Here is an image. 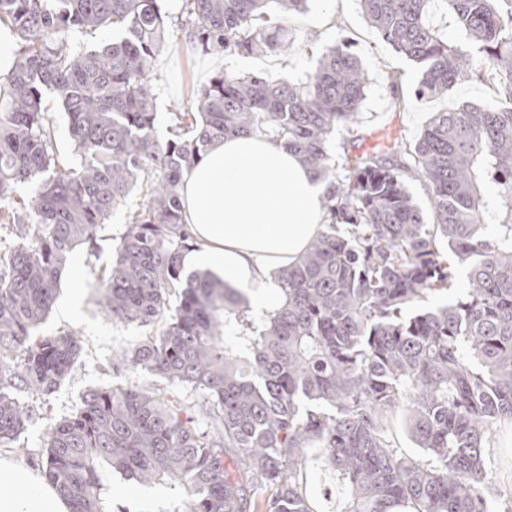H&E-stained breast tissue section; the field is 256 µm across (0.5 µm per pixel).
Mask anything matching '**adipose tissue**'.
Segmentation results:
<instances>
[{
	"label": "adipose tissue",
	"mask_w": 512,
	"mask_h": 512,
	"mask_svg": "<svg viewBox=\"0 0 512 512\" xmlns=\"http://www.w3.org/2000/svg\"><path fill=\"white\" fill-rule=\"evenodd\" d=\"M183 219L196 241L190 267L241 292L256 315L280 298L275 270L294 263L322 228L323 187L268 139L231 137L183 178ZM0 512H72L41 468L0 458Z\"/></svg>",
	"instance_id": "1"
}]
</instances>
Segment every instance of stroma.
<instances>
[{
  "mask_svg": "<svg viewBox=\"0 0 512 512\" xmlns=\"http://www.w3.org/2000/svg\"><path fill=\"white\" fill-rule=\"evenodd\" d=\"M290 27L292 36L301 38L311 34L317 42L312 47L298 46L288 53L272 56L267 70L272 77L293 82L306 79L315 71L325 47L343 38L351 42L361 59L369 78L360 116L361 148L384 144L393 136L415 139L433 113L466 103L488 107L499 102L491 83L480 80L461 81L444 97L416 100V65L385 43L367 24L357 0H309L306 12L295 15ZM244 61V56L239 54L216 59L214 54L188 49L178 36H171L154 66L157 109L163 114L158 123L159 137L167 135V113L185 107L192 90L207 84L216 72L225 69L246 73ZM396 74L401 75L403 82L395 88L391 81ZM139 202V194H132L127 208L136 207ZM127 208L118 209L109 223L101 226L100 248L96 253L76 251L67 264L56 303L40 330L47 334L63 328L76 329L80 333L82 353L67 379L50 396L46 418L36 419L14 445L0 452L17 463L40 464L49 417L70 415L79 407L87 390L111 386L113 355L146 334L141 327L112 324L94 288L101 268L112 258L114 238L124 231ZM487 472L492 485L512 482V425L494 432ZM306 479L316 512H345L349 487L336 470L312 458L307 462ZM112 494L115 501L129 505L133 512H160L168 497L167 489L162 487L119 482L114 483Z\"/></svg>",
  "mask_w": 512,
  "mask_h": 512,
  "instance_id": "obj_1",
  "label": "stroma"
}]
</instances>
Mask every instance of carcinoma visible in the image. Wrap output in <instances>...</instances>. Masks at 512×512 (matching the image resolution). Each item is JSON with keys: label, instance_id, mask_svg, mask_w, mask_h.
I'll return each mask as SVG.
<instances>
[{"label": "carcinoma", "instance_id": "cac0c4a2", "mask_svg": "<svg viewBox=\"0 0 512 512\" xmlns=\"http://www.w3.org/2000/svg\"><path fill=\"white\" fill-rule=\"evenodd\" d=\"M359 2L421 66L416 98L485 79L502 106L435 112L413 141L338 153L331 136L359 128L367 78L336 43L299 83L215 74L162 140L151 84L170 35L162 0H0L17 43L0 85V226L14 238L0 237V447L37 414L19 394L47 403L81 354L74 329L39 332L70 256L95 252L133 188L142 198L95 288L113 323L151 328L113 371L163 384L90 389L49 424L42 470L74 512H126L112 506L114 476L169 488L167 512H314L313 448L347 480V512H487L492 493L512 512V485L493 489L486 470L494 430L512 422V0H440L468 50L429 23L432 0ZM305 5L182 0L185 42L286 53L288 15ZM108 31L90 48L71 41ZM48 93L68 118L75 166L57 149ZM251 133L299 158L324 185L327 215L276 271L281 301L259 319L223 281L185 269L194 242L182 222L184 173ZM398 415L415 456L396 450Z\"/></svg>", "mask_w": 512, "mask_h": 512}]
</instances>
